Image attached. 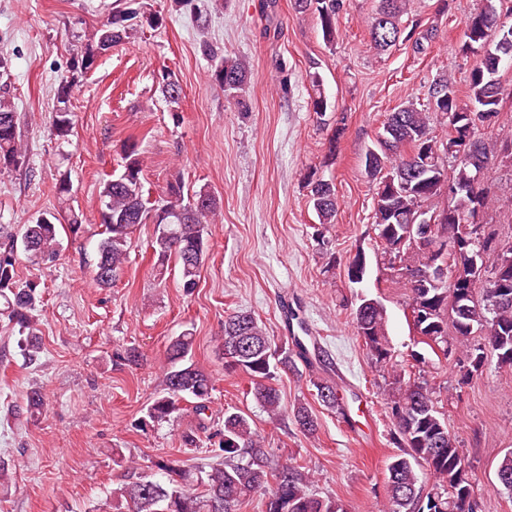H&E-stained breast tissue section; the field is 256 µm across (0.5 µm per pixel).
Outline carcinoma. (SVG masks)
<instances>
[{
  "instance_id": "cac0c4a2",
  "label": "carcinoma",
  "mask_w": 512,
  "mask_h": 512,
  "mask_svg": "<svg viewBox=\"0 0 512 512\" xmlns=\"http://www.w3.org/2000/svg\"><path fill=\"white\" fill-rule=\"evenodd\" d=\"M409 0H380V5L368 22L370 44L377 51H386L402 38L405 28L401 17L407 11ZM344 0H293V9L317 13L324 41L336 38ZM512 8L505 11L496 0H486L480 11L469 15L464 23L463 50L480 54L469 74L465 98H460L456 87L446 78L428 89V96L438 95L443 102L436 105L404 102L390 113L395 128L385 133L388 141L378 150L382 167L394 170L418 165L421 150L439 143L434 124L441 116L451 113L456 127L468 128L471 116L478 112L500 114L504 90L498 78L500 69L512 66ZM157 24L155 16L145 12L135 2L108 14L107 18L77 50L72 75L60 80L56 90V110L53 130L57 138L65 139L72 132V112L67 107L72 89L81 73L80 59L90 55L97 59L112 46L132 35L140 23ZM249 63L240 58L223 57L212 71V78L224 90L241 89L246 81ZM315 91L313 110L325 112L328 102L321 92V79L310 75ZM459 150L429 156L428 169L412 175L410 186L399 188L386 198L375 200L374 231L383 253L393 254L398 262V282L410 289L412 301L424 308L432 339L443 351H448V325H453L455 336L465 346V353L474 362L477 372L485 360L493 356L499 367H512V268L509 275L500 276L504 259L512 262V245L506 253H498V240L484 238L480 249L483 255L493 256L485 285L478 292L493 286L494 279L508 290L510 298L487 301L483 318L457 309L460 289L444 284L421 293L413 286L411 276L425 266L427 256L419 247L407 242L395 246L400 232L395 216H414L425 203L444 194L438 176L448 171V184L472 192L471 205L488 208V196L482 182L475 181L477 168L472 161V144L458 142ZM28 165L27 148L23 142L17 113L10 98L8 85H0V170H21ZM144 161L137 142L128 140L124 150L122 170L102 183L100 197L101 239L93 278L101 288H110L129 257L131 234L137 224H155L157 232L152 248L159 263L174 258L179 265L185 291L197 284L201 264L198 257H206V224L217 211L216 198L205 190L191 197L184 196L181 178L169 181L165 190L152 200L144 192ZM309 203L320 223L333 224L336 219L337 199L333 183L312 172L308 179ZM444 220L436 226L434 236L439 238L454 232L455 227L468 222L470 210L462 209L450 199L440 210ZM59 217L42 214L27 224L21 241L12 240L0 245V316L18 327L20 347L30 362L41 352L39 338L25 334L32 312L39 302L37 282L17 283L15 266L17 250L34 263L53 262L63 249L59 234ZM356 335L370 356L378 362L391 360V348L386 333V312L381 304H359L353 312ZM483 336V343L467 345L475 333ZM193 336L185 332L172 338L166 349V371L163 394L157 396L148 408V417L154 422L169 418L181 411L183 401L198 420V429L207 430L205 417L213 384L211 378L190 359ZM298 353L286 346H273L258 320L249 313L235 312L224 319V367L242 369L254 380L253 397L272 420L283 416L282 400L278 391L268 384L275 371L294 367ZM316 398L324 406L340 410L342 406L334 386L317 381ZM387 408L396 427L399 440L407 448L406 455L395 457L388 465L386 497L389 512H466L464 501L474 494L472 474L463 449L448 429L445 418L434 405L431 389L425 381L407 380L394 374L387 394ZM298 429L314 434L318 420L306 403H299L292 411ZM213 462L204 468H192L179 461L159 457L153 466L166 477L154 480L133 466L128 467L127 479L112 490V508L116 512H237L238 505L251 494L265 492L266 512H347L334 499H321L309 492L306 477L295 466L272 468L264 447L252 428L250 418L242 412L224 413V431L218 447L211 449ZM498 484L512 492V451L501 459L497 469Z\"/></svg>"
}]
</instances>
